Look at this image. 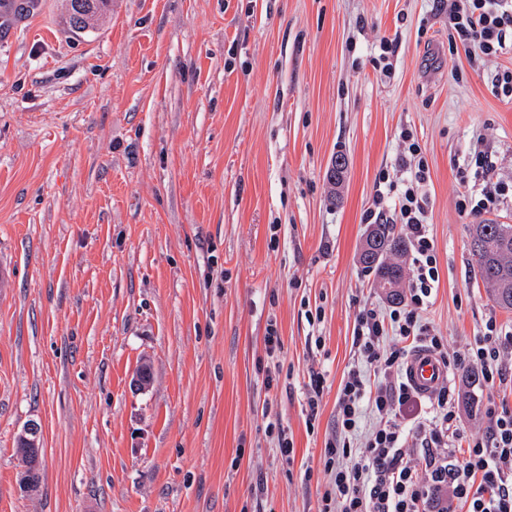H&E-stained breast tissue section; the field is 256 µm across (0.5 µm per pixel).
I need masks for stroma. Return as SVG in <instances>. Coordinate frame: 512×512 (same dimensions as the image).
Here are the masks:
<instances>
[{"label": "stroma", "instance_id": "obj_1", "mask_svg": "<svg viewBox=\"0 0 512 512\" xmlns=\"http://www.w3.org/2000/svg\"><path fill=\"white\" fill-rule=\"evenodd\" d=\"M17 4L0 10V512H316L355 314L389 305L358 252L378 173L403 176L402 128L429 169L427 320L452 353L488 319L512 326L456 207L475 152L512 181V101L492 86L512 52L450 53L437 0H112L79 35L67 0ZM323 382L324 378L316 374L311 378L309 389L306 393V404L308 407V418L306 421V425L308 429H314V422L316 419V415L318 412L319 406V397L323 392ZM17 452L21 467L17 478V489L20 493L30 495L37 491V480L40 475L43 448L40 441V428L34 422L29 423L18 438Z\"/></svg>", "mask_w": 512, "mask_h": 512}]
</instances>
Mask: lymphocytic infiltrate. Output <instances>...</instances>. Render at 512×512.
<instances>
[{"mask_svg":"<svg viewBox=\"0 0 512 512\" xmlns=\"http://www.w3.org/2000/svg\"><path fill=\"white\" fill-rule=\"evenodd\" d=\"M448 28L470 63L512 52V0H454ZM397 159L406 176L392 181L380 171L377 195L364 219L380 223L393 204L412 251L413 278L404 301L389 310L360 306L353 327L356 359L337 393L336 433L323 450L324 492L317 512H512V408L490 404L489 425L475 436L465 430L454 387L424 396L404 377L412 349L424 347L452 370H474L488 394L506 378L501 360L512 347V328L489 319L466 352L449 357L448 342L425 314L439 286L436 246L429 231L424 186L428 166L412 130L399 136ZM473 174H461L460 212H494L506 183L493 178L487 156L475 154ZM374 423L361 433L364 414Z\"/></svg>","mask_w":512,"mask_h":512,"instance_id":"lymphocytic-infiltrate-1","label":"lymphocytic infiltrate"}]
</instances>
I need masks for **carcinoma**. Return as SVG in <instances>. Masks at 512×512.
Listing matches in <instances>:
<instances>
[{
  "instance_id": "carcinoma-1",
  "label": "carcinoma",
  "mask_w": 512,
  "mask_h": 512,
  "mask_svg": "<svg viewBox=\"0 0 512 512\" xmlns=\"http://www.w3.org/2000/svg\"><path fill=\"white\" fill-rule=\"evenodd\" d=\"M469 252L477 273L487 286L490 298L500 309L512 311V224L491 221L473 224L469 230ZM407 241L394 233L388 224H374L358 254L363 267L374 272L378 285L396 278L404 287L407 273L401 257Z\"/></svg>"
}]
</instances>
